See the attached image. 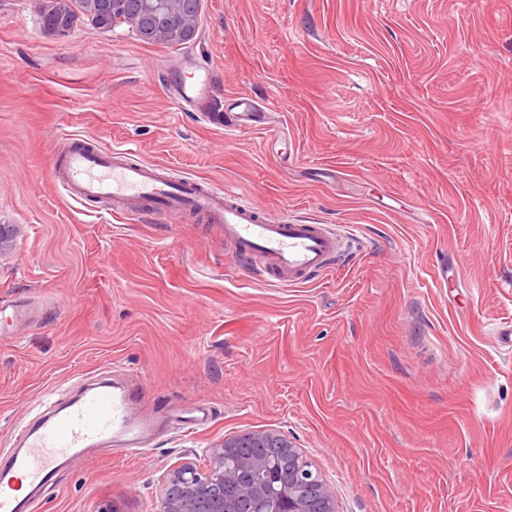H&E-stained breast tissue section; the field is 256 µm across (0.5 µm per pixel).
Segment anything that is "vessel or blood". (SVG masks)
<instances>
[{"instance_id":"1","label":"vessel or blood","mask_w":512,"mask_h":512,"mask_svg":"<svg viewBox=\"0 0 512 512\" xmlns=\"http://www.w3.org/2000/svg\"><path fill=\"white\" fill-rule=\"evenodd\" d=\"M213 73L200 68L191 82H175L172 92L183 105L204 112ZM266 124L254 101L239 97L224 118L226 131ZM49 177L81 202L106 201L114 212L133 214L142 205L178 215L189 211L220 225L226 264H242L259 253L268 260L266 280L298 285L343 255L348 241L325 224L266 217L253 201L233 191L207 187L194 179L172 182L161 166L136 158L128 149L105 150L96 144L65 139ZM155 430L153 416L139 409L135 388L92 384L64 403L47 399L38 423L16 430V445L0 452V512H35L46 489L74 461L120 444L122 453L143 450ZM26 494L16 492L18 481Z\"/></svg>"}]
</instances>
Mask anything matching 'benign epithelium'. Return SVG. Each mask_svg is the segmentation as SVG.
<instances>
[{
	"label": "benign epithelium",
	"mask_w": 512,
	"mask_h": 512,
	"mask_svg": "<svg viewBox=\"0 0 512 512\" xmlns=\"http://www.w3.org/2000/svg\"><path fill=\"white\" fill-rule=\"evenodd\" d=\"M92 10L127 20L121 0H87ZM144 20L138 36L148 42L193 38V0H140ZM273 456L288 457V469H273ZM203 469L187 463L164 479L162 512H258L269 490L277 492L276 512H336L335 494L308 465L302 451L277 431H258L247 448L234 437L204 450Z\"/></svg>",
	"instance_id": "benign-epithelium-1"
}]
</instances>
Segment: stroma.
I'll return each mask as SVG.
<instances>
[{"instance_id":"stroma-1","label":"stroma","mask_w":512,"mask_h":512,"mask_svg":"<svg viewBox=\"0 0 512 512\" xmlns=\"http://www.w3.org/2000/svg\"><path fill=\"white\" fill-rule=\"evenodd\" d=\"M40 4L0 0V449L103 369L168 427L37 512H160L168 470L267 429L337 512H512V0H200L174 44L85 14L59 38ZM203 62L209 120L170 90ZM240 95L266 130L225 133ZM64 130L345 227L349 252L274 284L225 265L216 225L81 204L48 177ZM187 404L210 423H171Z\"/></svg>"}]
</instances>
